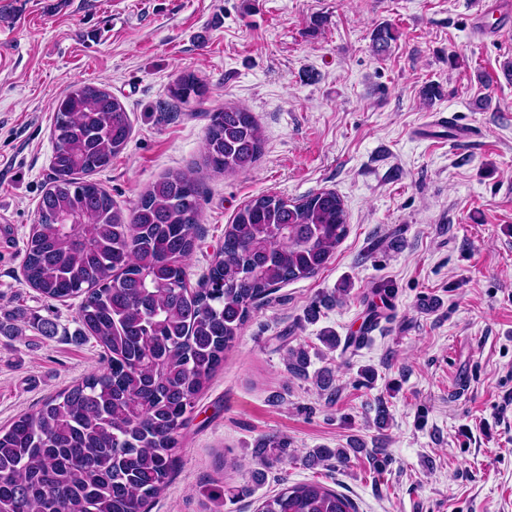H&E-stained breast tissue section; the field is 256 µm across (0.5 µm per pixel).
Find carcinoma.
<instances>
[{"instance_id": "cac0c4a2", "label": "carcinoma", "mask_w": 512, "mask_h": 512, "mask_svg": "<svg viewBox=\"0 0 512 512\" xmlns=\"http://www.w3.org/2000/svg\"><path fill=\"white\" fill-rule=\"evenodd\" d=\"M398 33H371L376 54ZM169 96L201 101L206 86L179 76ZM206 161L213 170H247L262 154L252 113L226 107L207 113ZM131 123L121 101L87 84L71 86L55 110L52 176L38 204L23 260L24 283L57 301L81 298L78 319L104 349L106 366L39 408L0 427V512H150L167 487L181 430L198 396L224 364L249 314L280 284L321 271L346 237L341 197L322 190L299 200L262 194L245 203L224 230V245L193 287L186 260L200 223L199 180L174 171L152 183L129 212L87 176L112 165ZM308 357L288 350V370L307 376ZM288 441H258L254 457ZM384 448L358 441L316 448L309 465H347ZM258 512H355L351 499L316 480L287 486Z\"/></svg>"}]
</instances>
